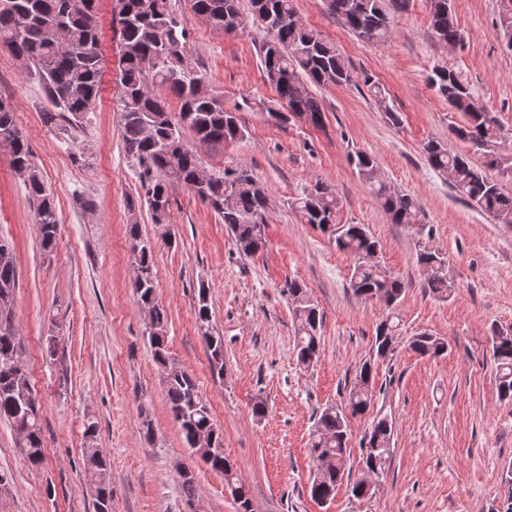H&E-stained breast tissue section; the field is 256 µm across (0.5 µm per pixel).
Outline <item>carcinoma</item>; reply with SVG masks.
Wrapping results in <instances>:
<instances>
[{
	"label": "carcinoma",
	"instance_id": "cac0c4a2",
	"mask_svg": "<svg viewBox=\"0 0 512 512\" xmlns=\"http://www.w3.org/2000/svg\"><path fill=\"white\" fill-rule=\"evenodd\" d=\"M97 0H0V47L35 66L52 105L77 117L88 111L102 91L105 59L102 52L103 24ZM112 24L119 35L120 57L117 64L119 107L125 151L143 168L147 182L146 202L156 224H168L171 218L170 188L182 185L206 202L231 233L238 252L257 254L266 243L268 194L244 165L224 169L213 177L207 188L196 191L197 174L202 166L196 151L183 137V129L194 132L202 143L224 144L243 135L237 113L227 110L209 93L197 91L202 75L187 57L188 34L183 23L174 21L176 12L170 0H113ZM238 0H192L194 12L208 25L219 30L245 31L254 23L266 32L259 46L265 81L275 91L287 111L271 112L278 123L295 115L320 128L324 108L313 91L315 86L348 85L352 72L343 62L336 44L304 25L293 21L297 14L294 0H251L252 20L240 13ZM409 0H326L329 12L359 37L374 44H386L392 37L395 14L403 12ZM431 27L436 42L454 46L465 42L458 26L452 0H429ZM497 34L512 47V0H499ZM431 86L448 102L451 111L462 115L463 122L452 129L454 136L468 143L473 153L484 157L488 168L512 170V155L501 150V128L496 117L478 106L475 95L461 74L446 67L430 76ZM164 87L180 100L179 116L191 114L188 123L173 120L153 87ZM12 145V167L23 179L35 205V224L41 247L54 249L59 221L50 192L40 171L31 161L32 152L15 126L13 106L0 100V141ZM423 150L431 168L451 175L452 188L469 205L480 209L500 224H512V196L504 194L498 183L469 158L451 150L438 140H429ZM350 163L359 179L367 184L394 224H418L420 207L414 197L389 187L381 178L374 158L367 152L350 155ZM340 201L336 191L317 182L291 202L307 224L321 229L336 228V246L354 257L349 288L365 299H376L389 313L376 330L374 348L379 359L393 356L398 346L400 320L395 306L405 294L403 281L388 274L376 261L379 242L363 224H338ZM133 264L138 269L134 284L137 302L151 310L153 327L149 344L153 358L168 373L164 391L169 411L192 454L210 469L224 476V484L237 512H251L249 489L239 477L231 460L224 456L223 430L216 424L210 407L198 390L194 377L178 369L171 361L167 341V311L156 296V272L152 245L142 238L139 225L128 229ZM417 262L426 270L424 288L447 298L453 285L446 273V256L430 248L417 253ZM17 268L12 251L0 254V297L14 296ZM295 323L297 364L306 369L318 361L321 315L306 288L288 283ZM209 290L198 289L196 322L205 339L210 365L217 375L224 372V340L212 333ZM12 309L0 311V419L13 428L23 425L27 435L17 444L28 464L45 461L41 427V403L33 392L28 371L5 365L1 360L12 355L25 362L21 342L14 335ZM408 348L422 357H438L448 351L440 336L421 332L413 336ZM492 357L496 364L498 396L512 401V336L492 330ZM373 368L364 362L344 405L324 408L314 423L309 454L314 461L327 460L325 475L319 484H311L312 498L325 502L334 496L346 474L349 456V418L363 415L374 404ZM203 431L216 433L210 448L193 446ZM98 425L85 424L86 447L82 451L85 470L95 474V512L111 509L112 463L95 446ZM393 421L386 415L375 417L360 442L361 463L367 469L384 468L392 452Z\"/></svg>",
	"mask_w": 512,
	"mask_h": 512
}]
</instances>
